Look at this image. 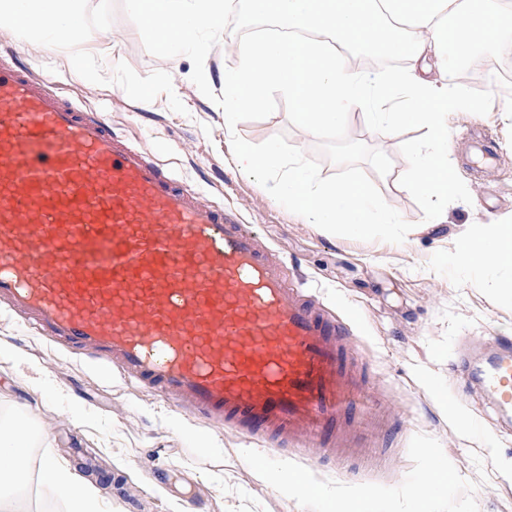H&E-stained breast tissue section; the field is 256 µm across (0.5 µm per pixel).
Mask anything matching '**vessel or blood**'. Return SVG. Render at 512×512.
<instances>
[{
    "mask_svg": "<svg viewBox=\"0 0 512 512\" xmlns=\"http://www.w3.org/2000/svg\"><path fill=\"white\" fill-rule=\"evenodd\" d=\"M192 415L277 448H339L370 404L349 320L247 224L0 60V304ZM512 414V339L463 343Z\"/></svg>",
    "mask_w": 512,
    "mask_h": 512,
    "instance_id": "b4317fda",
    "label": "vessel or blood"
}]
</instances>
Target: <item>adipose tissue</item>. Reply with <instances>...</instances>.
<instances>
[{
	"instance_id": "adipose-tissue-1",
	"label": "adipose tissue",
	"mask_w": 512,
	"mask_h": 512,
	"mask_svg": "<svg viewBox=\"0 0 512 512\" xmlns=\"http://www.w3.org/2000/svg\"><path fill=\"white\" fill-rule=\"evenodd\" d=\"M224 0H125L135 25L155 24V39L169 64L219 27ZM253 20L288 31L320 33L317 41L267 38L240 42L239 68L224 78V122L262 108L271 90L283 92L305 135L327 136L345 127L351 112L367 115L383 136L402 127L426 130L404 181L407 192L442 210L453 188L448 117L465 105L459 87L439 81L434 69L494 45L512 32V0H245ZM37 33L50 45L79 40L86 27L80 0H0V27ZM455 39H448V27ZM361 47L406 61L403 70L370 72L349 66L340 50ZM473 267L512 271V224H497L471 243ZM31 434L25 425L0 427V487L21 489L29 469ZM40 487L62 493L67 512H98L94 487L54 460L40 469Z\"/></svg>"
}]
</instances>
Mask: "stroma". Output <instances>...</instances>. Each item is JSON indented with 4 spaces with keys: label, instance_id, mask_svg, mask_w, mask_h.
Masks as SVG:
<instances>
[{
    "label": "stroma",
    "instance_id": "1",
    "mask_svg": "<svg viewBox=\"0 0 512 512\" xmlns=\"http://www.w3.org/2000/svg\"><path fill=\"white\" fill-rule=\"evenodd\" d=\"M82 42L47 46L40 36L0 27V56L17 57L52 90L81 109L105 113L126 138L147 149L189 190L255 225L279 253L287 278L305 279L335 315L356 319L353 348L372 399L364 455H334L303 446L268 448L191 417L171 400L95 368L0 312V418L31 431L30 470L45 458L76 470L95 486L101 512H323L280 481L291 468L327 494L366 492L371 512H512V426L505 427L470 384L459 363L462 338L512 336V275L478 271L458 256L493 223L512 220V36L473 53L461 71L440 78L460 85L470 106L448 120V156L457 183L439 216L424 197L402 187L411 168L399 142L420 141L419 128L383 138L362 113L349 139L386 153L388 176L374 183L413 225L395 245L327 233L290 213L235 168L232 135L259 144L282 134L318 161L322 176L338 167L317 139L293 126L285 107L262 120L224 126V75L238 68L231 38L243 8L229 9L202 48L171 69L151 36L131 23L123 0H84ZM122 31L116 46L100 28ZM83 54L90 81L70 65ZM154 90L143 106L140 88ZM447 395L440 410L438 395ZM493 445L497 456L484 448ZM263 455L264 473L245 462ZM449 469L454 480L408 496L424 467Z\"/></svg>",
    "mask_w": 512,
    "mask_h": 512
}]
</instances>
